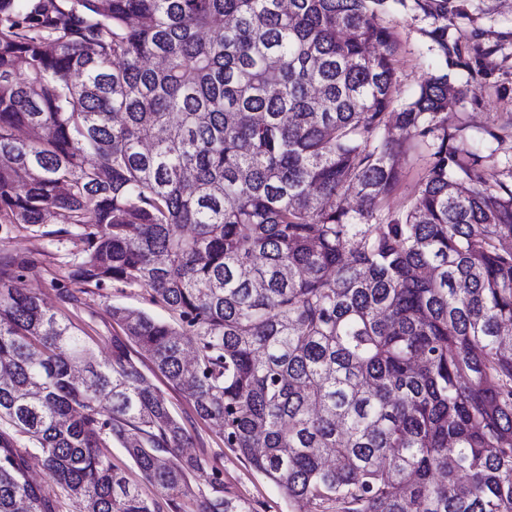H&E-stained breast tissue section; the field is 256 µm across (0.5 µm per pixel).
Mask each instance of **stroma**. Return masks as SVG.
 Here are the masks:
<instances>
[{
    "mask_svg": "<svg viewBox=\"0 0 512 512\" xmlns=\"http://www.w3.org/2000/svg\"><path fill=\"white\" fill-rule=\"evenodd\" d=\"M459 12L448 23V40L458 46V54L445 57L428 36L430 19L413 6H395L382 17L392 31L399 49L394 68L402 96L414 94L419 86L437 70L447 71L451 81L463 88L464 96L448 118L449 128H462L473 150L484 157L481 173L488 183L512 180V137L496 142L492 131L512 116V0H457ZM77 238L32 236L18 229L0 238V254L34 253L36 261L17 279L22 288L39 291L48 305L81 331L87 346L97 360L106 359L112 351V338L120 330L109 316L112 306L143 310L169 320L164 308L149 302L138 288L108 287L82 294L75 305L61 303L58 291L70 287L69 263L79 252ZM140 367L147 378L167 397L172 411L183 419L192 438L179 456H200L223 473L225 494L245 499L258 512H312L310 505L285 498L279 489L257 474L248 462L226 448L220 431L199 419L184 393L172 388L153 370L148 355H141Z\"/></svg>",
    "mask_w": 512,
    "mask_h": 512,
    "instance_id": "35a3bbf8",
    "label": "stroma"
}]
</instances>
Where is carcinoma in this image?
I'll return each mask as SVG.
<instances>
[{
    "mask_svg": "<svg viewBox=\"0 0 512 512\" xmlns=\"http://www.w3.org/2000/svg\"><path fill=\"white\" fill-rule=\"evenodd\" d=\"M392 1L0 0V227L62 225L80 292L172 314L112 306L123 337L91 362L12 288L33 255H0V512H254L217 468L192 490L205 459L166 461L190 433L137 348L314 512H512V184L448 132L447 73L399 99ZM414 9L458 51L454 0ZM419 151L410 150L405 158L403 168L405 177L391 200L393 210H402L417 190V180L424 160ZM112 451V463L119 466L120 468H124L128 470L130 478L140 484L142 487V490L147 493L148 495L154 496L158 495V490L144 481L140 475V473L132 467V464L130 463L129 459L125 455L122 448H119L116 445H113L111 448Z\"/></svg>",
    "mask_w": 512,
    "mask_h": 512,
    "instance_id": "1",
    "label": "carcinoma"
}]
</instances>
